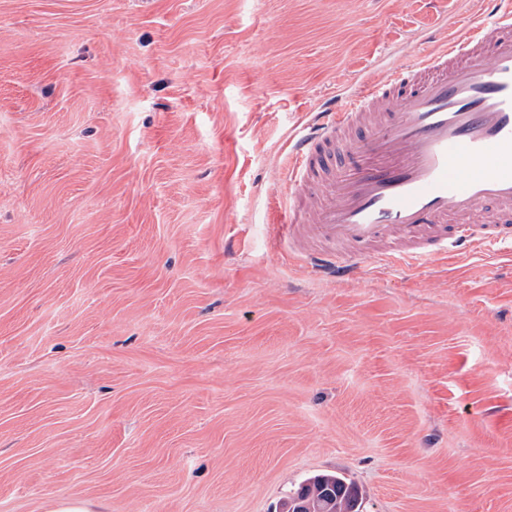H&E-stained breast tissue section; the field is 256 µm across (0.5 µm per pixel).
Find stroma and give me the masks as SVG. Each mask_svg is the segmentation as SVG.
Segmentation results:
<instances>
[{
    "label": "stroma",
    "instance_id": "obj_1",
    "mask_svg": "<svg viewBox=\"0 0 512 512\" xmlns=\"http://www.w3.org/2000/svg\"><path fill=\"white\" fill-rule=\"evenodd\" d=\"M486 0H0V512H512V254L336 284L290 137ZM359 486L339 473L306 477L280 504V512H361Z\"/></svg>",
    "mask_w": 512,
    "mask_h": 512
}]
</instances>
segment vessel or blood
I'll use <instances>...</instances> for the list:
<instances>
[{"label":"vessel or blood","instance_id":"vessel-or-blood-1","mask_svg":"<svg viewBox=\"0 0 512 512\" xmlns=\"http://www.w3.org/2000/svg\"><path fill=\"white\" fill-rule=\"evenodd\" d=\"M336 97L299 131L279 246L310 274L357 280L475 243L512 250V6Z\"/></svg>","mask_w":512,"mask_h":512}]
</instances>
